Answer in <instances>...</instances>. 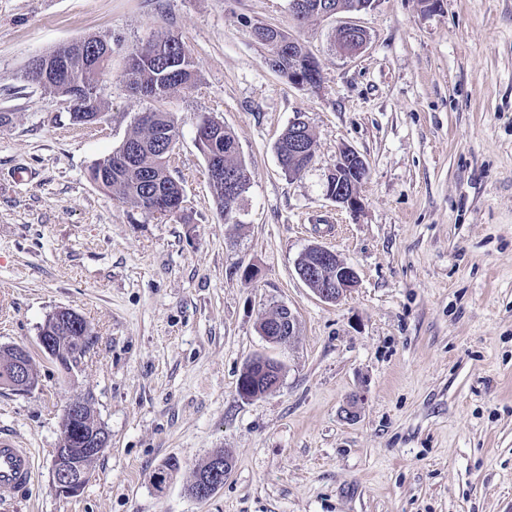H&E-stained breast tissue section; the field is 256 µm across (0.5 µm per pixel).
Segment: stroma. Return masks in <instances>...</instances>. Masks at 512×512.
<instances>
[{"instance_id": "stroma-1", "label": "stroma", "mask_w": 512, "mask_h": 512, "mask_svg": "<svg viewBox=\"0 0 512 512\" xmlns=\"http://www.w3.org/2000/svg\"><path fill=\"white\" fill-rule=\"evenodd\" d=\"M349 19L368 33L352 57L332 47ZM257 23L308 49L318 88L267 65ZM160 29L200 75L165 103L183 223L89 177L150 106L122 72ZM106 34V112L71 124L26 64ZM0 113V347L26 346L37 373L30 393L0 389V434L35 454L33 485L0 512H512V0H375L301 26L288 0H0ZM299 114L315 158L288 176L274 145ZM205 116L234 132L250 173L237 224L210 192ZM345 146L366 165L355 210L325 195ZM314 244L357 273L337 302L298 276ZM281 304L298 330L275 345L259 323ZM62 307L94 335L69 374L38 343ZM258 354L281 363V382L245 399ZM76 398L110 443L63 497L50 464ZM219 450L233 469L197 501L193 472ZM171 458L179 471L156 487Z\"/></svg>"}]
</instances>
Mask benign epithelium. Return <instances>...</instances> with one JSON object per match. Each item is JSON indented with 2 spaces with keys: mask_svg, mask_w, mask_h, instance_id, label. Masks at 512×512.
<instances>
[{
  "mask_svg": "<svg viewBox=\"0 0 512 512\" xmlns=\"http://www.w3.org/2000/svg\"><path fill=\"white\" fill-rule=\"evenodd\" d=\"M368 35L359 25L347 22L340 26L336 34V48L345 54H355L366 44ZM296 41L288 40V81L306 88H314L316 84L309 79L307 72L299 61L291 46ZM62 69V63L46 54L34 56L27 64L26 70L44 82ZM219 132L206 125L196 131L199 149L209 160L210 179L224 183L225 190L237 196L238 174L224 169L220 162L221 154L216 149ZM365 163L357 152L343 148L330 173L329 187L326 194L343 208L355 210L361 201L358 185L364 178ZM184 202L169 201L162 196H155L150 201L149 210L153 214L164 213L170 217L181 214ZM298 274L303 283L325 302H336L356 287L357 274L353 268L344 263L333 250L313 245L302 255L298 262ZM278 314L269 323L260 322L259 329L265 339L274 344L289 342L297 332V317L292 309L284 304L277 307ZM82 316L68 308H59L50 314L41 329L38 341L42 352L59 367H64V358L68 349L77 352L86 350L88 337L81 335ZM64 327L71 330L66 340L54 335V329ZM14 353V371L7 380L0 379V387L25 392L34 388L36 376L32 371L33 362L29 351L23 346L12 348ZM282 366L279 361L264 355L254 357L246 366L239 380L238 391L244 398H253L260 392H268L276 388L281 379ZM89 404L77 398L72 400L63 414V435L61 444L56 449L51 463L52 489L63 497L78 495L90 478V472L71 458L75 449V441L82 442V456H98L108 447L109 435L104 427L92 426L85 418ZM230 463L214 461L210 481L197 486V498H208L213 488H218L229 472Z\"/></svg>",
  "mask_w": 512,
  "mask_h": 512,
  "instance_id": "obj_1",
  "label": "benign epithelium"
}]
</instances>
